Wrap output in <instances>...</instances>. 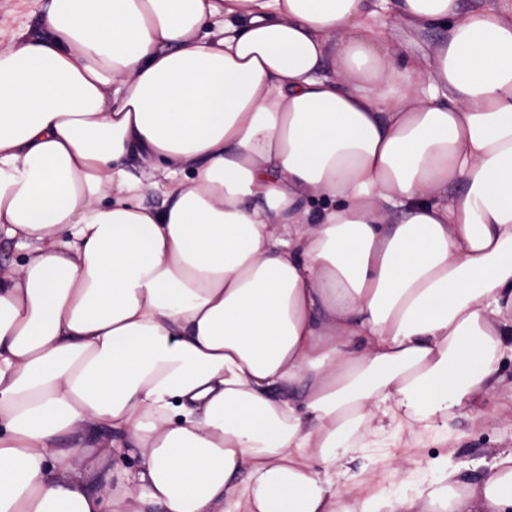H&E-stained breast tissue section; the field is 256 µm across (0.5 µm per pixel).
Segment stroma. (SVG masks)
<instances>
[{"label": "stroma", "mask_w": 512, "mask_h": 512, "mask_svg": "<svg viewBox=\"0 0 512 512\" xmlns=\"http://www.w3.org/2000/svg\"><path fill=\"white\" fill-rule=\"evenodd\" d=\"M39 10L34 0H0V49L10 45L24 27L38 30ZM512 449V360H502L492 389L479 399L478 412H462L448 424L446 438L419 436L407 431L386 443L355 454L351 472H365L382 485L393 486L396 496L410 495L409 487L391 472L392 462L413 470L432 460L456 467L466 479L486 476L494 458Z\"/></svg>", "instance_id": "1"}]
</instances>
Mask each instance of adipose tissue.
<instances>
[{
  "label": "adipose tissue",
  "mask_w": 512,
  "mask_h": 512,
  "mask_svg": "<svg viewBox=\"0 0 512 512\" xmlns=\"http://www.w3.org/2000/svg\"><path fill=\"white\" fill-rule=\"evenodd\" d=\"M40 2L0 51V512H512V451L340 488L512 358V0Z\"/></svg>",
  "instance_id": "ef3b65f1"
}]
</instances>
